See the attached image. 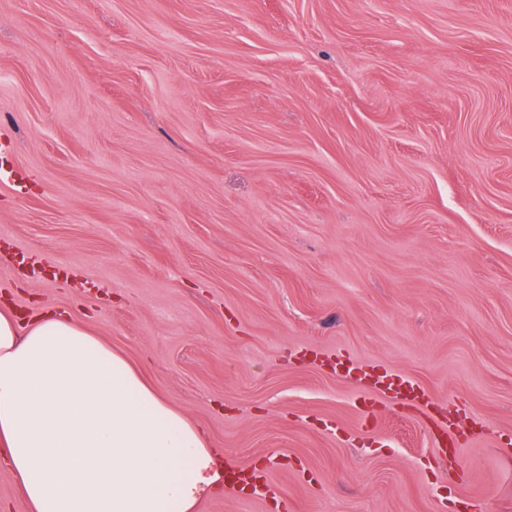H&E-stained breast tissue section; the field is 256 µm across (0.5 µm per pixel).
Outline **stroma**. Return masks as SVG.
I'll return each instance as SVG.
<instances>
[{
	"label": "stroma",
	"mask_w": 512,
	"mask_h": 512,
	"mask_svg": "<svg viewBox=\"0 0 512 512\" xmlns=\"http://www.w3.org/2000/svg\"><path fill=\"white\" fill-rule=\"evenodd\" d=\"M3 300L260 471L197 512H512V0H0Z\"/></svg>",
	"instance_id": "35a3bbf8"
}]
</instances>
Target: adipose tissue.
Returning <instances> with one entry per match:
<instances>
[{"label": "adipose tissue", "mask_w": 512, "mask_h": 512, "mask_svg": "<svg viewBox=\"0 0 512 512\" xmlns=\"http://www.w3.org/2000/svg\"><path fill=\"white\" fill-rule=\"evenodd\" d=\"M0 464L31 512H194L221 452L61 312L0 310Z\"/></svg>", "instance_id": "adipose-tissue-1"}]
</instances>
